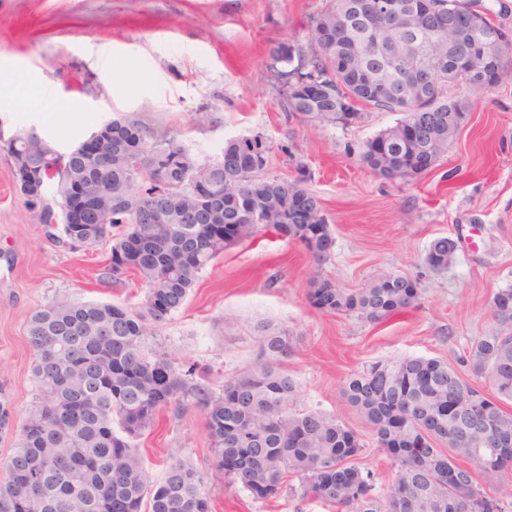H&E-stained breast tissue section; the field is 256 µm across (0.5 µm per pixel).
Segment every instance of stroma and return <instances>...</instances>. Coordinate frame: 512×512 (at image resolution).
Returning a JSON list of instances; mask_svg holds the SVG:
<instances>
[{
  "instance_id": "obj_1",
  "label": "stroma",
  "mask_w": 512,
  "mask_h": 512,
  "mask_svg": "<svg viewBox=\"0 0 512 512\" xmlns=\"http://www.w3.org/2000/svg\"><path fill=\"white\" fill-rule=\"evenodd\" d=\"M325 4L0 0V87L14 102L0 111V138L34 126L66 151L125 117L175 137L201 161L219 157L229 139L258 133L271 146L264 177L290 181L304 164L335 238L323 276L355 289L401 272L416 279L419 305L380 324L317 310L308 300V251L267 233L206 268L152 344L218 390L254 367L265 327L288 332L298 409L321 410L357 430L358 464L381 486L390 460L343 388L377 361L414 355L458 363L491 330L492 297L512 286V68L489 88L450 86L449 96L471 104L457 138L428 173L408 183L383 180L358 155L397 113L375 109L349 128L288 115L269 65L271 44L303 35ZM106 66L114 72L109 84L100 78ZM440 237L453 240L455 252L435 272L424 259ZM110 251L107 243L72 251L46 240L0 152V462L37 393L31 315L56 298L141 305L145 288L136 276L102 280ZM137 448L155 482L168 455L179 453L210 489V512H336L294 494L295 476L268 500L230 484L214 466L206 418L194 407L178 416L160 410Z\"/></svg>"
}]
</instances>
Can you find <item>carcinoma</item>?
Returning a JSON list of instances; mask_svg holds the SVG:
<instances>
[{
    "instance_id": "obj_1",
    "label": "carcinoma",
    "mask_w": 512,
    "mask_h": 512,
    "mask_svg": "<svg viewBox=\"0 0 512 512\" xmlns=\"http://www.w3.org/2000/svg\"><path fill=\"white\" fill-rule=\"evenodd\" d=\"M362 2L328 0L307 27L311 56L303 57L289 36L269 49L271 67L286 79L304 66L332 87L316 98L306 88L288 90L283 101L292 115L348 128L362 123L363 107L370 106L399 113L398 126L415 123L435 134L432 150L423 137L390 138L388 127L364 143L363 167L408 183L448 148V106L456 101L448 86L484 88L512 58L482 75L468 73L453 48H477L475 29L488 25L491 10L484 0H434L443 13L450 7L468 13L473 29L450 30L429 46L417 41L419 55L439 65L428 90L405 96L406 78L380 55L376 33L359 15ZM394 2L388 27L410 41L408 13L419 0ZM456 102L465 123L469 102ZM111 127L103 153L112 166L103 174L77 151L63 158L37 140L25 152L16 149L24 130L0 147L15 175L29 164L49 180L57 167L60 193L70 176L112 186V209L100 224H69L52 205L35 221L48 240L68 248L86 228L89 247L112 241L106 274L120 282L133 272L146 288L139 310L55 298L31 316L26 333L38 393L3 462L8 479L0 484V512H207L201 500L209 491L190 464L172 454L164 478L152 482L136 444L158 411L177 414L189 403L205 414L216 469L257 499L276 496L292 473L301 479V497L338 512H512V483L504 479L512 474V413L503 408L512 401V287L494 294V327L460 360L489 380L493 398L467 384L456 366L423 356L376 362L347 381V403L391 460L393 476L378 494L375 474L357 465L364 448L357 431L321 411L294 410L298 385L284 367L292 350L286 332L265 330L254 368L218 391L193 380V368L179 369L148 340L182 307L208 265L263 231L312 255L308 299L321 311L384 322L416 307L417 280L389 272L349 290L324 278L334 237L322 201L306 187L310 175L301 163L291 182L262 176L271 151L262 135L230 139L219 158L199 162L174 138L138 121L114 119ZM449 243L446 237L431 242L430 269L448 265ZM478 473L495 484L493 491L477 481Z\"/></svg>"
}]
</instances>
